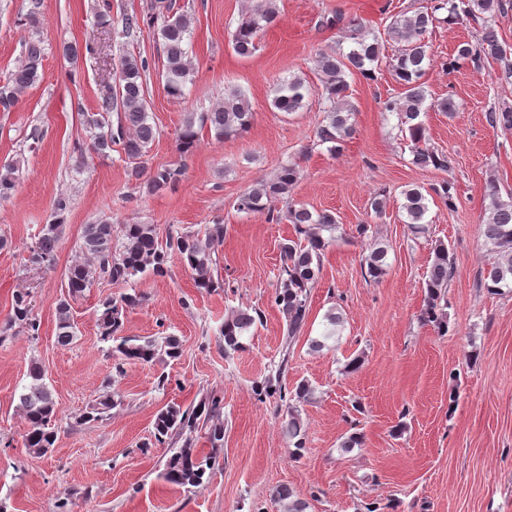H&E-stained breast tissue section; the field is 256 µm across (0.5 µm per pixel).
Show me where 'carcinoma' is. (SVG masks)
<instances>
[{"label": "carcinoma", "instance_id": "cac0c4a2", "mask_svg": "<svg viewBox=\"0 0 512 512\" xmlns=\"http://www.w3.org/2000/svg\"><path fill=\"white\" fill-rule=\"evenodd\" d=\"M506 0H434L426 11H419L393 21L387 29L389 40L397 44L390 57L389 66L396 80L404 86V96L396 100H386L384 109L400 113L401 131L408 134L415 146L412 164L419 167H433L446 171L450 168V158L442 150L430 148L426 144V128L420 120L425 101L420 79L424 75L427 53V36L439 22L457 24L467 18L480 25L482 34L476 42L462 43L457 54L446 63L454 70L465 62L481 65L487 59L503 63L502 76L512 78V62L506 49L499 43L491 21L504 10ZM278 18L275 0H256L249 14L241 19L232 34L233 50L241 57L251 56L258 47L262 31L274 24ZM191 15L177 0H149L147 10L141 14L121 13L112 19V35L131 40L145 25L157 32L165 55L166 64L164 91L168 97L180 100L192 71V60L187 48L191 34ZM323 27L341 26L354 35V46L346 53L321 51L314 59L316 70L321 74V97L324 100V119L317 127L316 136L322 145H329V151L340 152L345 138L352 133L350 122L352 112L347 108L346 93L349 89L347 76L357 72L366 78H373L375 64L379 63L384 41L378 36L364 34L365 23L356 16L334 12L321 19ZM24 60L20 66L5 77V85L0 86V107L8 111L19 96L34 87L40 80L39 67L44 58V46L39 39H31L24 44ZM149 61L131 53L120 56L113 68V83L105 87L98 103V111L86 116V124L95 130L89 150L105 155L116 151L127 159H138L147 146L156 138L157 129L149 122L146 99V73ZM312 89L301 79L293 78L282 82L273 100V106L290 114L304 106L305 98ZM253 112L246 97L239 91L224 95V102L200 116L189 114L176 134L177 150L182 156L189 155L198 140V128L207 127L217 139L238 136L246 132ZM492 129L512 131V106L503 105L487 115ZM19 162L4 165L0 173V198L6 199L15 188V173ZM185 174L183 165H162L150 175V187L164 190L174 187ZM299 170L296 165H285L271 179L255 182L238 201V210L244 212H265L274 217V203L288 196L291 186L297 181ZM433 193L452 211L456 208L454 183L444 181L432 188ZM490 199L488 215L483 223V235L491 245L492 258L483 273L484 287L491 293L504 288L512 289V197L502 199L496 183L486 187ZM406 213L405 223L411 232L424 234L428 231L426 215L429 211L427 196L417 187L403 192ZM68 208L64 198L57 200L55 216L51 223L42 229L37 246L32 251V262L44 264L54 260V252L59 241L62 224L60 219ZM288 221L295 225L296 237L281 247L282 266L278 275L274 304L284 314L287 322L288 339L298 336L306 324L308 299L316 283V270L321 268L324 250L334 241L338 229L336 217L328 211L312 212L304 205H290ZM79 249L85 262L73 265L68 272L67 295L76 297L84 292L91 279L98 277L112 283H128L139 274L150 273L164 277L168 274V260L177 254L190 272L196 287L212 290L224 287V282L214 276L216 260L213 259L215 246L224 241V224H212L206 237L186 233H169L165 242H159L157 229L152 224H121L119 230L103 221L87 224L81 236ZM387 251L377 247L361 258L364 277L373 280L387 272ZM455 273V261L448 247L440 243L434 249V257L425 280V299L420 320L432 326L437 332L448 333V283ZM139 303L137 295L126 294L120 299L103 302L100 315L101 336L113 340L121 327L124 312ZM57 342L66 346L76 337V326L70 315V304L62 299L56 306ZM13 322L26 328L31 335L39 334L40 323L33 314L27 294L14 296ZM256 317L247 310H239L224 320L218 335L224 339V354L241 348L240 337L254 324ZM180 342L174 336H166L163 341L145 339L141 343L130 337L120 338L115 346L119 353L117 369L123 363H150L165 354L175 357L179 353ZM286 362H281L276 376H269L258 386L264 396L282 392L280 375ZM28 385L19 394L18 408L27 426L25 447L28 453L44 456L52 450L56 442L54 431L49 429L55 414L52 392L45 382V373L36 363L28 373ZM112 396L101 395L90 405L89 411L80 420L96 421L112 410ZM222 400L213 396L205 399L192 409L181 410L174 406L161 411L154 422L153 437L156 443L184 438L183 448L167 462L165 479L178 486H197L203 482L206 473L203 461L191 448L190 438L185 433H194L201 426L209 427L208 439L213 448L223 447L224 421ZM288 437L293 440L292 456L300 455L305 448L304 434L301 433L299 418L292 414L288 420ZM276 498L286 503L287 512H305L306 502L288 486L276 490Z\"/></svg>", "mask_w": 512, "mask_h": 512}]
</instances>
